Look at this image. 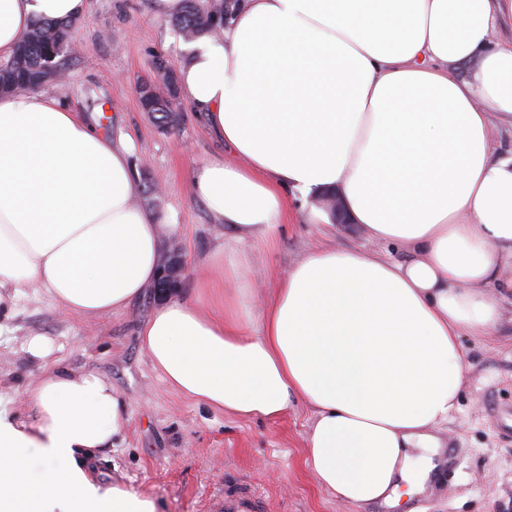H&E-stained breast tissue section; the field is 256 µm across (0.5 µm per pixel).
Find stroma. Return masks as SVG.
I'll return each mask as SVG.
<instances>
[{"mask_svg": "<svg viewBox=\"0 0 512 512\" xmlns=\"http://www.w3.org/2000/svg\"><path fill=\"white\" fill-rule=\"evenodd\" d=\"M77 50L65 60L67 82L49 91L97 124L106 137H127L135 172H148L162 189L153 207L177 230L187 273L179 295L207 296L201 281L223 282L212 268L224 230L191 195L190 176L201 161L224 154V143L181 105L174 130L160 132L143 112L138 84L152 78L155 56L178 66L185 43L169 18L156 15L152 0H89L74 25ZM333 245L364 249L395 259L404 248L368 240L339 225H287L274 255H256L254 279L264 295L272 282L312 250ZM152 290L126 308L83 318L71 314L44 290L23 289L15 316H0V408L25 417V394L46 372H91L124 399L129 422L112 448L88 462L93 476L150 497L156 512H209L217 491L251 489L259 512H401L400 508L338 501L321 488L305 463L312 409L296 402L275 420L239 419L176 393L154 370L140 336L158 307ZM44 336L45 359L34 358L28 341ZM467 365L459 406L439 435L440 458H453L425 490L410 500L414 512H512V304L504 303L492 335H464Z\"/></svg>", "mask_w": 512, "mask_h": 512, "instance_id": "stroma-1", "label": "stroma"}]
</instances>
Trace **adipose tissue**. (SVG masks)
Returning <instances> with one entry per match:
<instances>
[{
  "mask_svg": "<svg viewBox=\"0 0 512 512\" xmlns=\"http://www.w3.org/2000/svg\"><path fill=\"white\" fill-rule=\"evenodd\" d=\"M87 0H0V58L32 20H74ZM470 63V77L456 68ZM178 92L227 158L191 173L224 241L213 312L172 299L141 334L179 395L242 419L309 404L306 464L352 505L399 501L436 469L458 407L461 333L489 335L512 267V0H240L219 38L190 43ZM128 142L57 95H0V309L37 284L68 312H116L159 275L170 229L138 204ZM339 191L378 252L314 249L253 295V255L273 249L290 198L309 223ZM30 417L0 410V512H155L93 479L129 414L110 383L52 371Z\"/></svg>",
  "mask_w": 512,
  "mask_h": 512,
  "instance_id": "obj_1",
  "label": "adipose tissue"
}]
</instances>
